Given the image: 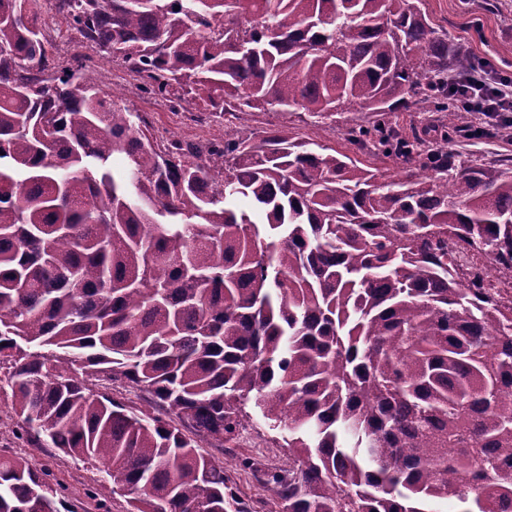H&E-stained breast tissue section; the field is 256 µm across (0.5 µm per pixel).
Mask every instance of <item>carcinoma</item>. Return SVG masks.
<instances>
[{
	"label": "carcinoma",
	"mask_w": 512,
	"mask_h": 512,
	"mask_svg": "<svg viewBox=\"0 0 512 512\" xmlns=\"http://www.w3.org/2000/svg\"><path fill=\"white\" fill-rule=\"evenodd\" d=\"M55 7L147 97L231 129L157 143ZM484 61L422 0H0V392L17 443L103 473L99 512H247L205 447L256 409L290 467L281 512H512V170L466 165L448 82ZM442 113L439 146L390 114ZM341 112L354 155L261 139L248 112ZM396 164L392 176L375 162ZM143 394L125 401L111 384ZM0 512H86L0 450ZM43 20L47 37L51 39L56 51H58L57 56L63 58L72 53L76 42L79 41V34L75 30L67 28L62 16L54 12H45Z\"/></svg>",
	"instance_id": "cac0c4a2"
}]
</instances>
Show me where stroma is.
<instances>
[{"label": "stroma", "instance_id": "35a3bbf8", "mask_svg": "<svg viewBox=\"0 0 512 512\" xmlns=\"http://www.w3.org/2000/svg\"><path fill=\"white\" fill-rule=\"evenodd\" d=\"M425 7L437 27L447 31L449 37L463 40L473 54L490 59L502 73L512 75V0H425ZM43 20L46 34L59 56L80 49L89 61L90 74L102 90H111L116 81L124 84L127 104L146 115L158 141L174 137L204 141L218 135V128L211 122L199 121L196 113L173 112L163 103L143 98L136 80L125 67L114 63L101 67L95 48L79 45L78 33L67 28L62 16L48 11ZM350 119V114H341L335 130L329 132L317 129L305 113L288 116L259 113L245 117L244 122L259 132L284 124L292 136L338 148L342 145L340 133ZM487 130V137L479 140L455 137L453 149L490 168H512V114L507 112L491 121ZM275 437V432L259 418L241 433L235 447L211 451L212 456L223 462L228 485L245 503L248 512H279L273 492L255 474L259 468L275 471L287 467L288 452L279 447ZM26 457L34 467L51 468L78 494L99 478L90 464L60 453L35 448Z\"/></svg>", "mask_w": 512, "mask_h": 512}]
</instances>
